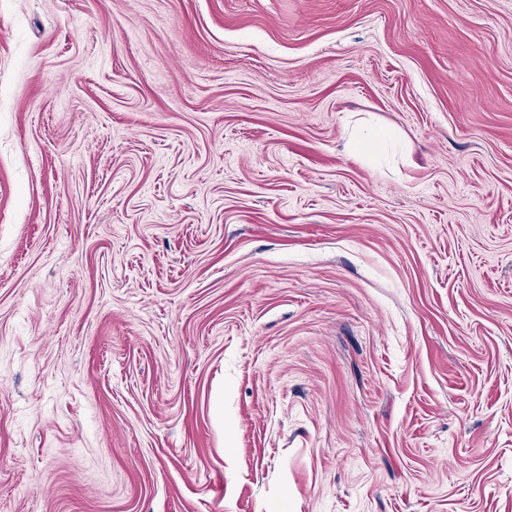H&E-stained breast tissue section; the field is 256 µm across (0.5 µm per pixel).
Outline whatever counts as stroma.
<instances>
[{
    "instance_id": "1",
    "label": "stroma",
    "mask_w": 512,
    "mask_h": 512,
    "mask_svg": "<svg viewBox=\"0 0 512 512\" xmlns=\"http://www.w3.org/2000/svg\"><path fill=\"white\" fill-rule=\"evenodd\" d=\"M0 512H512V0H0Z\"/></svg>"
}]
</instances>
